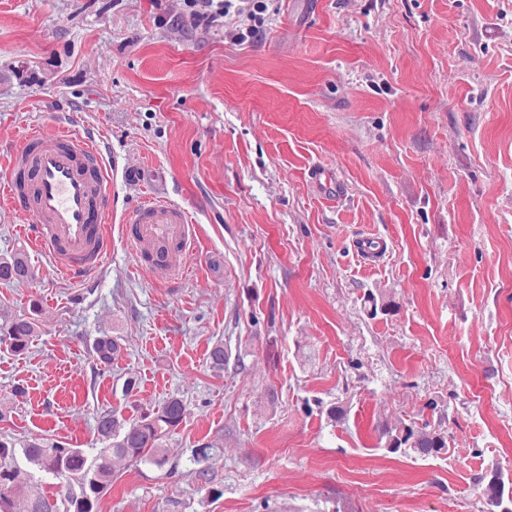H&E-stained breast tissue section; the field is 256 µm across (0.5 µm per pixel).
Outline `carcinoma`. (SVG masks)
<instances>
[{
    "instance_id": "obj_1",
    "label": "carcinoma",
    "mask_w": 512,
    "mask_h": 512,
    "mask_svg": "<svg viewBox=\"0 0 512 512\" xmlns=\"http://www.w3.org/2000/svg\"><path fill=\"white\" fill-rule=\"evenodd\" d=\"M34 268L27 256L15 252L0 256V281L33 280ZM40 302H29V313H0V344L16 354L26 352L40 336L38 313ZM211 367L221 371L229 361L224 344H215L209 353ZM187 414V405L180 396H171L153 409L124 418L114 411H104L95 420L97 440L102 447L88 452L69 444L43 437L31 438L21 453L32 469L54 476L60 482L77 485L79 492L66 496L65 512H94L102 495L112 486V459H125L131 464H147L158 469L170 461L168 441L176 433ZM384 447L390 453L411 448L422 456H436L448 447L446 434L412 421L384 424L381 431ZM221 451L218 440H207L190 449L195 465L198 491L213 500L224 491L215 486V476L208 462ZM14 445L0 436V512H59L57 502L45 497L36 484L19 485L16 467L8 462ZM500 469H495L496 493L486 499V512H512V488L505 489Z\"/></svg>"
}]
</instances>
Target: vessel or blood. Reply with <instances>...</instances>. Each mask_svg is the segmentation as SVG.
Masks as SVG:
<instances>
[{
  "mask_svg": "<svg viewBox=\"0 0 512 512\" xmlns=\"http://www.w3.org/2000/svg\"><path fill=\"white\" fill-rule=\"evenodd\" d=\"M112 162L74 129L31 131L0 172V202L30 218L27 238L69 279L95 274L112 247ZM120 231L139 267L178 278L198 237L185 209L149 197Z\"/></svg>",
  "mask_w": 512,
  "mask_h": 512,
  "instance_id": "b4317fda",
  "label": "vessel or blood"
}]
</instances>
